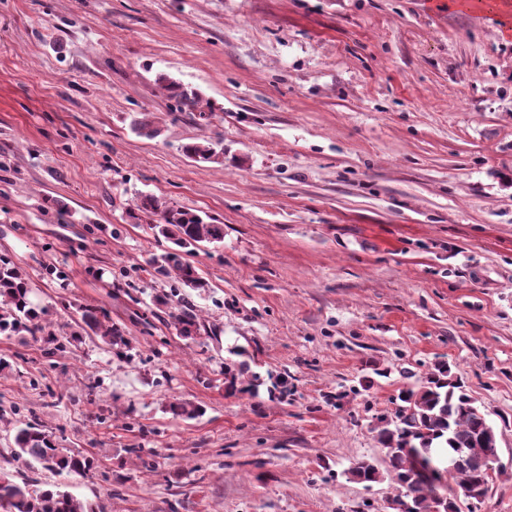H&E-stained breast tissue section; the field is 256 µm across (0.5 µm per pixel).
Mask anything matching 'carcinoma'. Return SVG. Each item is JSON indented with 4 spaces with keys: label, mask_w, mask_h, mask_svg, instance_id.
Wrapping results in <instances>:
<instances>
[{
    "label": "carcinoma",
    "mask_w": 512,
    "mask_h": 512,
    "mask_svg": "<svg viewBox=\"0 0 512 512\" xmlns=\"http://www.w3.org/2000/svg\"><path fill=\"white\" fill-rule=\"evenodd\" d=\"M154 83L177 108L197 109L200 118L206 117V111L200 108L198 90L165 72L157 73ZM131 127L141 136L158 134L146 113L134 118ZM182 150L195 162L215 163L224 159L222 143L211 140L187 143ZM136 209L144 214L154 236L170 243L168 250L151 259L155 273L182 287H205L196 267L185 256L205 244L224 241V225L207 221L195 212L153 195L140 197ZM30 292L23 271L0 260V332L26 330L34 335L42 330L38 312L29 299ZM171 318L182 336H191L201 329L197 314L188 304L171 314ZM81 319L103 343L114 345L123 341L121 329L104 312L87 309ZM246 369L245 363L237 368L231 364L224 366L227 392L236 391L239 374ZM398 399L400 405L394 419L384 421L377 430V440L387 449L389 467L400 486V494L394 498L396 512H432L430 507H438L441 498L454 503L451 496L438 493L449 479L463 493L488 491L491 479L487 460L498 448L497 433L488 414L467 394L463 382L448 378V363H438L417 389L400 391ZM14 444L13 459L35 462L48 471L85 475L92 468L90 459L56 444L34 424L18 429ZM459 453L467 456L462 465L454 463ZM347 474L360 482H376L380 472L374 463L360 460ZM1 500L7 503L6 512H89L85 503L66 491L50 488L36 491L30 488L28 480L17 482L2 472Z\"/></svg>",
    "instance_id": "1"
}]
</instances>
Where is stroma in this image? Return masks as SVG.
Listing matches in <instances>:
<instances>
[{"label": "stroma", "mask_w": 512, "mask_h": 512, "mask_svg": "<svg viewBox=\"0 0 512 512\" xmlns=\"http://www.w3.org/2000/svg\"><path fill=\"white\" fill-rule=\"evenodd\" d=\"M508 28L512 0H0V258L44 327L0 333V471L93 512H391L376 428L444 361L499 439L460 512H512ZM203 138L223 162L184 155ZM144 194L224 226L190 258L197 335L146 271L167 243L128 215ZM86 306L123 343L85 336ZM27 422L93 469L13 461ZM154 83L167 93L168 99L173 100L179 110L185 107L193 111L199 109L198 116L202 119L206 117V111L200 106L202 99L198 90L184 85L165 72L157 73Z\"/></svg>", "instance_id": "obj_1"}]
</instances>
